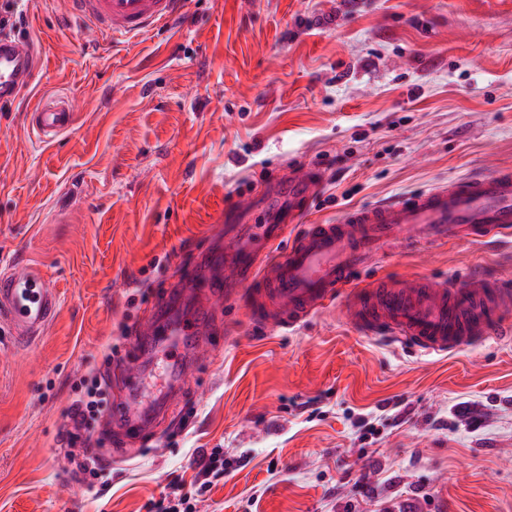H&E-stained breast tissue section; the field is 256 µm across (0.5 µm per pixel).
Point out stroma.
<instances>
[{
    "mask_svg": "<svg viewBox=\"0 0 512 512\" xmlns=\"http://www.w3.org/2000/svg\"><path fill=\"white\" fill-rule=\"evenodd\" d=\"M24 10L0 29L34 67L0 104V272L41 265L59 307L32 343L0 325V512H148L214 448L249 463L198 512H377L424 495L422 512H512V342L421 353L362 334L345 293L289 330L225 300L209 361L138 439L94 422L104 493L60 446L82 376L110 374L120 396L110 348L149 321L142 294L180 285L235 226L261 239L292 205L267 201L287 169L321 175L306 225L512 168V0H186L121 45L67 0ZM57 96L76 120L45 144L28 112ZM479 267L512 282V241L418 243L366 277L460 287Z\"/></svg>",
    "mask_w": 512,
    "mask_h": 512,
    "instance_id": "stroma-1",
    "label": "stroma"
}]
</instances>
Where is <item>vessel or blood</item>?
I'll return each instance as SVG.
<instances>
[{"label": "vessel or blood", "instance_id": "1", "mask_svg": "<svg viewBox=\"0 0 512 512\" xmlns=\"http://www.w3.org/2000/svg\"><path fill=\"white\" fill-rule=\"evenodd\" d=\"M75 21L118 43L160 27L177 14L185 0H69ZM32 76L28 46L0 40V102L13 99ZM75 122L70 104H44L29 114V125L40 140L50 141ZM320 184L318 173L297 168L288 190L311 197ZM512 237V170L458 179L391 200L350 209L334 224H310L295 235L285 253L254 276L257 251L240 234L230 260L231 282L247 280L254 315L293 328L353 287L348 312L352 322L369 333L407 343L428 353H448L499 334L512 335V288L480 271L466 275L454 288L427 278L397 282L381 277L359 284L361 272L374 256L398 244L422 240ZM57 313L52 283L37 266L20 264L0 274V322L12 336L26 342L42 336ZM207 328L186 315L160 332L169 345L174 336H204ZM141 329H134L124 362L126 390H141L144 378L134 365L142 353ZM112 415L124 431L145 428L143 409L122 402Z\"/></svg>", "mask_w": 512, "mask_h": 512}]
</instances>
